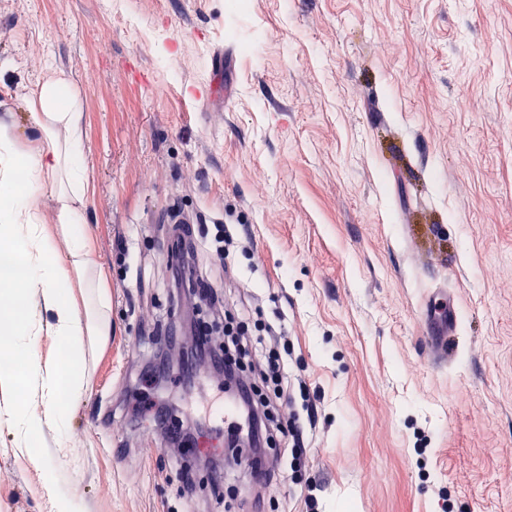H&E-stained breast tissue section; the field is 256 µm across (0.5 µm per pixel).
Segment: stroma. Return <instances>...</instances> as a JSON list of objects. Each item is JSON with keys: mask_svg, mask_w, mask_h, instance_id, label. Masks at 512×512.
Segmentation results:
<instances>
[{"mask_svg": "<svg viewBox=\"0 0 512 512\" xmlns=\"http://www.w3.org/2000/svg\"><path fill=\"white\" fill-rule=\"evenodd\" d=\"M53 71L84 104L112 318L68 447L40 440L82 512H512V0H0V123L21 140ZM175 204L199 237L250 225L213 283L286 324L317 399L304 467L272 443L263 492L230 459L213 482L141 401L162 385L224 450L223 378L153 358L156 331L195 343L168 286ZM440 286L460 314L445 363L423 344ZM38 463L0 429V512H51Z\"/></svg>", "mask_w": 512, "mask_h": 512, "instance_id": "obj_1", "label": "stroma"}]
</instances>
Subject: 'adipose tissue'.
Here are the masks:
<instances>
[{"label": "adipose tissue", "instance_id": "ef3b65f1", "mask_svg": "<svg viewBox=\"0 0 512 512\" xmlns=\"http://www.w3.org/2000/svg\"><path fill=\"white\" fill-rule=\"evenodd\" d=\"M25 107L33 117V139L21 149L18 137L0 127V391L10 399L0 424L16 447L39 456L35 442L51 431L59 447L71 438L74 404L86 387L88 355L95 340L112 327L107 298L98 290L86 246L82 216L89 193L83 155V101L62 72L37 81ZM56 190L58 250L35 205L45 185ZM80 277L72 286L71 274ZM50 323H43L42 312ZM55 338L59 353L43 363L33 348L42 335ZM38 394L34 411L19 390Z\"/></svg>", "mask_w": 512, "mask_h": 512}]
</instances>
